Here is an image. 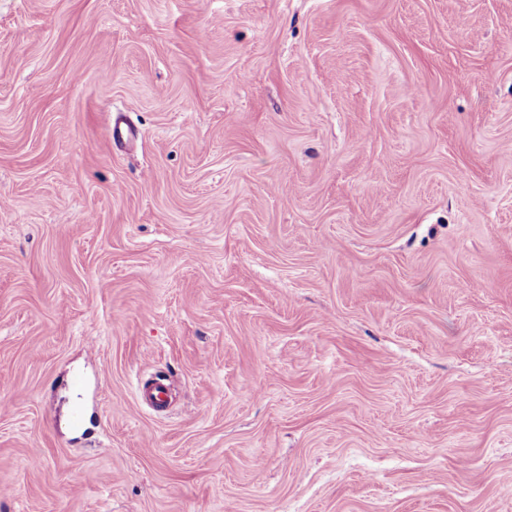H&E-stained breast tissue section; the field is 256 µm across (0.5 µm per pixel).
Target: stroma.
Wrapping results in <instances>:
<instances>
[{"label": "stroma", "mask_w": 512, "mask_h": 512, "mask_svg": "<svg viewBox=\"0 0 512 512\" xmlns=\"http://www.w3.org/2000/svg\"><path fill=\"white\" fill-rule=\"evenodd\" d=\"M0 512H512V0H0Z\"/></svg>", "instance_id": "1"}]
</instances>
